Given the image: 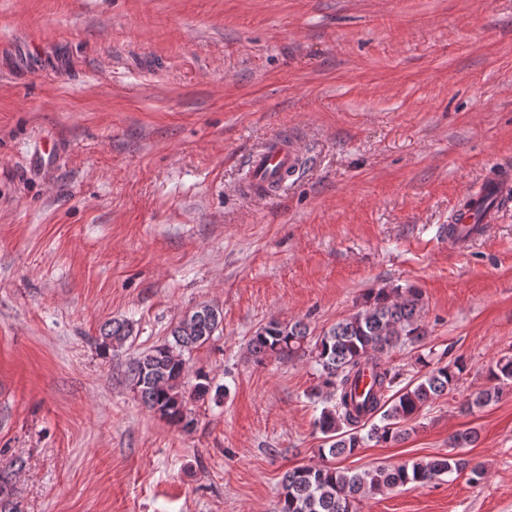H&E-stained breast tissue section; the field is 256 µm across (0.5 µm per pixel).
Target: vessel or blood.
Segmentation results:
<instances>
[{"label":"vessel or blood","instance_id":"1","mask_svg":"<svg viewBox=\"0 0 512 512\" xmlns=\"http://www.w3.org/2000/svg\"><path fill=\"white\" fill-rule=\"evenodd\" d=\"M302 152L295 139L276 137L266 141L249 158V171L240 192L249 197L269 198L273 186L287 182L299 169ZM512 209V174L496 173L478 189L467 192L454 210V230L448 240L461 247L497 222L501 212Z\"/></svg>","mask_w":512,"mask_h":512}]
</instances>
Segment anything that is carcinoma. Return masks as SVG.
Instances as JSON below:
<instances>
[{"label":"carcinoma","instance_id":"obj_1","mask_svg":"<svg viewBox=\"0 0 512 512\" xmlns=\"http://www.w3.org/2000/svg\"><path fill=\"white\" fill-rule=\"evenodd\" d=\"M419 304L420 293L415 289H408V294L398 300L381 291L373 302L316 337L310 336L308 326L300 320L286 324L273 320L251 337L248 351L257 363L307 357L318 366L322 382L314 396H324L327 403L315 421L324 436L321 456L347 457L367 441L391 443L405 439L409 435L407 425L422 408L457 386L466 370L463 360L434 364L420 355L415 362L425 372L394 390L402 373L382 363V355L424 341L425 331L418 324ZM221 324L218 307L200 305L173 326L169 340L128 365L129 381L143 404L186 433L195 427L188 398H224L225 389L212 387L204 374L196 376L191 393L184 388L185 354L206 344ZM131 333L129 321L114 319L104 325L101 337L103 344L117 348ZM489 378L496 385L478 392L470 406L482 407L499 398L500 385L512 381V357L496 361ZM467 468L475 482L486 475L481 466H471L469 461L452 456L378 465L362 471L333 463L297 466L283 476L278 512H355L360 497L409 484L425 486ZM0 512H17L7 473L0 475Z\"/></svg>","mask_w":512,"mask_h":512}]
</instances>
